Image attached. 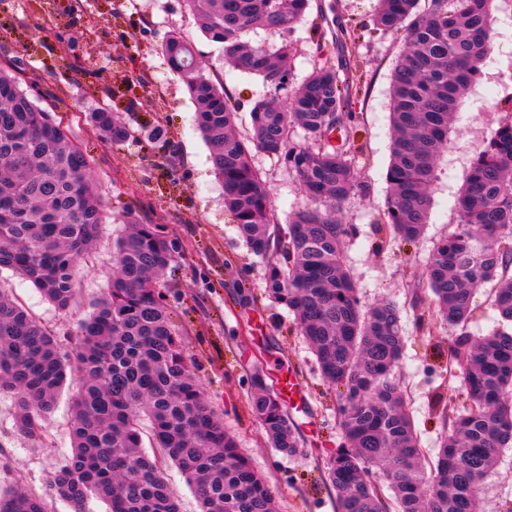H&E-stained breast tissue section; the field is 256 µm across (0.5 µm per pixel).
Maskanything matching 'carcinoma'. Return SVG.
<instances>
[{"instance_id": "carcinoma-1", "label": "carcinoma", "mask_w": 512, "mask_h": 512, "mask_svg": "<svg viewBox=\"0 0 512 512\" xmlns=\"http://www.w3.org/2000/svg\"><path fill=\"white\" fill-rule=\"evenodd\" d=\"M207 38L238 70L281 91L290 83L288 44L270 51L241 36L250 28L291 30L310 0H186ZM379 0L376 31H404L392 73L394 130L385 227L412 243L428 223L430 186L447 148L453 114L490 48V0ZM196 105L198 129L224 186V208L265 267L268 293L293 313L336 399L339 448L327 475L338 512H476L500 450L512 445V120L501 125L471 167L458 199L459 222L426 263V290L448 336V369L467 404L448 418L437 458L425 457L409 405L392 371L404 336L397 305L361 302L342 263L353 224L336 206L366 185L330 134L353 122L344 82L331 67L313 72L285 107L261 100L250 110L252 136L235 132L237 106L223 82L197 64L179 32L162 45ZM16 62L0 64V272L30 281L60 311L73 296L72 271L87 262L106 215L88 157L45 108L21 88ZM104 138L121 143L131 128L118 113H89ZM304 132L292 140L293 126ZM280 157L316 205L275 224L269 190L252 150ZM175 246L153 224L127 218L114 271L92 313L65 350L41 319L0 291V395L11 398L16 429L44 442V422L67 378L72 454L50 477L48 497L0 490V512H49L59 498L73 512L98 499L108 512H181L164 476L173 463L194 486L200 512H278L275 490L251 466L206 400L165 303ZM493 284L497 326L467 330L475 293ZM251 408L270 444L292 455L299 440L264 373L253 376ZM154 447L142 451L144 422ZM385 480L392 491L380 489Z\"/></svg>"}]
</instances>
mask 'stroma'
Wrapping results in <instances>:
<instances>
[{"label":"stroma","mask_w":512,"mask_h":512,"mask_svg":"<svg viewBox=\"0 0 512 512\" xmlns=\"http://www.w3.org/2000/svg\"><path fill=\"white\" fill-rule=\"evenodd\" d=\"M7 2L8 10L0 9V61L21 60L23 89L35 97L49 93L54 119L92 160L107 222L91 260L75 270V295L67 313H59L31 282L11 272L0 273V288L44 320L63 348H71L77 322L92 312L112 276L113 242L126 217L158 225L180 247L166 273L167 304L183 329L186 353L208 400L237 435L254 468L277 491L279 512H337L326 465L340 441L335 399L293 315L267 295L261 258L240 237L224 208V189L197 128L195 106L161 46L175 30L191 40L200 65L222 80L236 100L241 136L251 132L255 101L273 96L282 101L286 92H273L260 77L226 63L221 44L199 30L185 0H87L91 19H78L69 27L46 15L32 23L29 0ZM377 7L378 0H311L308 13L292 30L254 28L244 38L270 49L284 42L292 45L291 87L325 65L353 77L352 108L360 130L353 138L336 131L334 142L350 143L352 164L368 191L340 206L342 222L358 229L343 259L363 302L387 298L399 308L405 348L395 375L409 395L421 445L433 456L442 440L443 419L460 409L462 397L458 379L448 375V331L427 303L413 302L411 291L425 279L434 242L458 223V197L473 160L498 125L512 116V8L504 0H491L490 52L459 106L440 156L425 233L411 244L385 237L381 230L392 136L391 73L404 35L387 33L355 42L336 35V22H370ZM68 46L88 73L65 68L61 55ZM132 88L140 92L136 111L127 114L133 138L122 144L103 140L88 113L101 107L122 111L119 98ZM157 127L165 129L166 140L151 139ZM253 164L270 189L278 224H287L309 203L297 176L262 151L254 152ZM258 369L273 381L292 377L302 389V404L287 406L299 434L297 455L271 448L251 411L248 392ZM74 392L65 386L47 417L49 436L41 444L17 434L13 404L0 397V487L43 493L48 476L72 451L69 405ZM480 512H512V448L502 449L486 480Z\"/></svg>","instance_id":"35a3bbf8"}]
</instances>
